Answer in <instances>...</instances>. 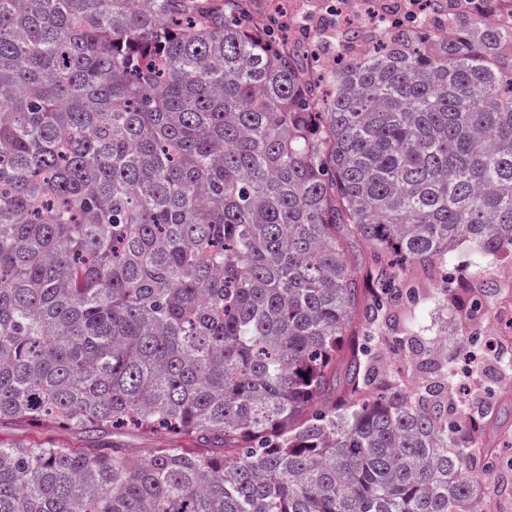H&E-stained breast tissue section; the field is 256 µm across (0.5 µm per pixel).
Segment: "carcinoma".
Masks as SVG:
<instances>
[{
  "label": "carcinoma",
  "instance_id": "obj_1",
  "mask_svg": "<svg viewBox=\"0 0 512 512\" xmlns=\"http://www.w3.org/2000/svg\"><path fill=\"white\" fill-rule=\"evenodd\" d=\"M401 2L318 76L248 0H0V512H473L494 402L384 326L512 253V0Z\"/></svg>",
  "mask_w": 512,
  "mask_h": 512
}]
</instances>
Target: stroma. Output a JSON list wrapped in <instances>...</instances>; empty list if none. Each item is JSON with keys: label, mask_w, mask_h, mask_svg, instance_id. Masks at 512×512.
<instances>
[{"label": "stroma", "mask_w": 512, "mask_h": 512, "mask_svg": "<svg viewBox=\"0 0 512 512\" xmlns=\"http://www.w3.org/2000/svg\"><path fill=\"white\" fill-rule=\"evenodd\" d=\"M410 282L420 296L389 311L386 334L399 336L414 327L422 336L447 338L444 352L449 362L465 372L464 384L453 390L452 400L493 398L498 415L481 441L493 448L500 437L512 440V377L504 376L496 362L497 351L512 350V258L491 256L475 270L460 259L444 269L416 268ZM449 286L454 293L448 298L444 290ZM475 298L482 305L476 314L470 311Z\"/></svg>", "instance_id": "obj_1"}]
</instances>
